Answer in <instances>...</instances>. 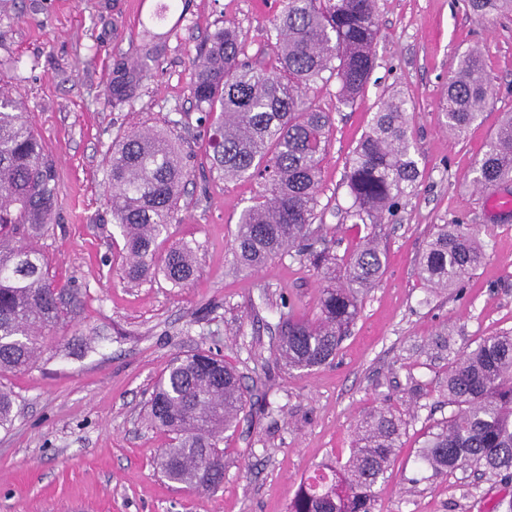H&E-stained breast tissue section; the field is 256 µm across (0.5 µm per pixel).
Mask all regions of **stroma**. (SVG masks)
<instances>
[{"mask_svg": "<svg viewBox=\"0 0 512 512\" xmlns=\"http://www.w3.org/2000/svg\"><path fill=\"white\" fill-rule=\"evenodd\" d=\"M0 0V79L12 84L51 159L58 207L38 246L50 275L78 289L74 318L52 331L32 368L0 377L17 398L0 432V512H287L300 482L327 459L347 457L362 416L388 404L407 421L375 512H505L512 478L471 472L435 475L415 461L448 415V367L463 351L512 331V214L486 211L474 168L502 113L512 112V16L476 20L466 0H379L375 63L366 91L339 104L336 83L311 91L333 118L317 213L335 243L352 251L365 229L344 218L348 160L380 102L400 90L413 112L410 133L421 176L385 225L386 269L361 301L335 359L308 373L270 353L282 302L297 316L317 311L321 277L306 260L282 256L240 268L232 250L240 212L263 191L224 180L204 156L207 138L190 95L191 62L215 29L231 24L246 58L269 65L266 38L285 0ZM161 49L132 105L112 107L103 90L118 63ZM478 49L493 97L462 136L442 125L448 77ZM167 129L195 167L169 227L167 246L196 250L191 285L163 277L123 278V239L104 189L112 143L125 131ZM470 224L483 264L458 290H434L417 259L437 224ZM449 349L437 348L441 335ZM96 336V350L56 355L58 342ZM213 348L249 390L235 430L224 435V483L200 495L158 472L167 435L140 416L152 385L175 355Z\"/></svg>", "mask_w": 512, "mask_h": 512, "instance_id": "obj_1", "label": "stroma"}]
</instances>
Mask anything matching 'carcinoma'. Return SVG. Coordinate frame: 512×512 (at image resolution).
Listing matches in <instances>:
<instances>
[{
    "mask_svg": "<svg viewBox=\"0 0 512 512\" xmlns=\"http://www.w3.org/2000/svg\"><path fill=\"white\" fill-rule=\"evenodd\" d=\"M468 5L478 20L512 14V0ZM274 29L276 54L266 69L244 59L235 27L216 29L194 61L191 91L197 108L211 118V168L227 180H258L265 187L239 215L233 240L239 265L256 269L293 252L320 270L316 316L280 312L279 337L270 347L289 370L308 373L336 357L363 294L380 281L383 226L412 191L419 168L409 104L393 90L352 151L346 175V218L368 232L351 253L337 255L322 227L314 226L331 113L309 92L334 77L340 104L351 107L364 94L374 69L378 0H286ZM159 56L153 45L137 64L117 66L104 89L107 101L114 107L133 103ZM491 96L482 52L461 56L448 78L444 125L461 135ZM189 176L187 157L160 130H132L112 142L106 183L112 221L124 240L127 282L139 284L156 272L175 287L194 279L189 244L160 252ZM474 182L483 189L512 183V112L487 143ZM57 202L53 164L22 103L0 87V373L32 366L45 333L81 305L77 292L49 277L35 241L52 223ZM484 259L472 225L436 224L417 268L433 288H459ZM99 340L81 336L57 351L84 354ZM446 388L450 412L422 443L419 463L435 475L458 469L511 475L512 331L489 336L457 358ZM246 403L240 376L220 354L200 348L173 357L146 405L148 422L169 436L160 457L164 476L191 491L218 488L224 481V433L236 426ZM15 405L16 396L0 385L1 431L13 427ZM405 429L388 405L366 413L348 457L329 459L302 481L288 512H375Z\"/></svg>",
    "mask_w": 512,
    "mask_h": 512,
    "instance_id": "1",
    "label": "carcinoma"
}]
</instances>
